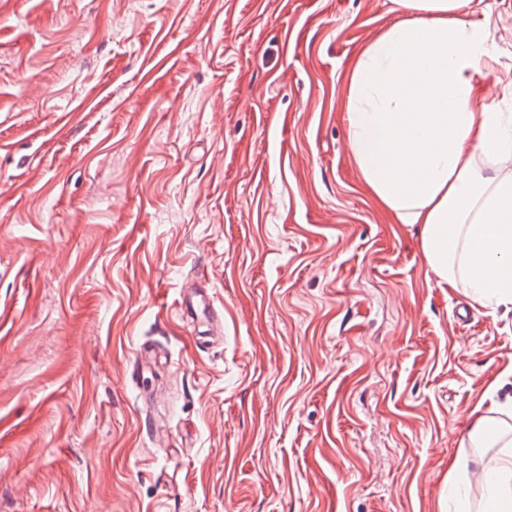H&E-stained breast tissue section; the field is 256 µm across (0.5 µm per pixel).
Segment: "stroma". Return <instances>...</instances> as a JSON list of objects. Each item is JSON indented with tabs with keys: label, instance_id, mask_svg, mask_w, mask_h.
Segmentation results:
<instances>
[{
	"label": "stroma",
	"instance_id": "1",
	"mask_svg": "<svg viewBox=\"0 0 512 512\" xmlns=\"http://www.w3.org/2000/svg\"><path fill=\"white\" fill-rule=\"evenodd\" d=\"M477 97L512 113V0ZM392 0H0V512H448L512 307L352 161ZM215 320L186 318L188 285Z\"/></svg>",
	"mask_w": 512,
	"mask_h": 512
}]
</instances>
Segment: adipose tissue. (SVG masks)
Segmentation results:
<instances>
[{
	"instance_id": "ef3b65f1",
	"label": "adipose tissue",
	"mask_w": 512,
	"mask_h": 512,
	"mask_svg": "<svg viewBox=\"0 0 512 512\" xmlns=\"http://www.w3.org/2000/svg\"><path fill=\"white\" fill-rule=\"evenodd\" d=\"M404 19L356 55L345 121L353 162L396 224L421 225L424 262L451 288L484 306L512 305V114L473 93L491 55L474 0H397ZM512 396L477 403L466 436L498 449L494 464L455 459L448 494L468 499L463 474L478 475L479 512H512Z\"/></svg>"
}]
</instances>
